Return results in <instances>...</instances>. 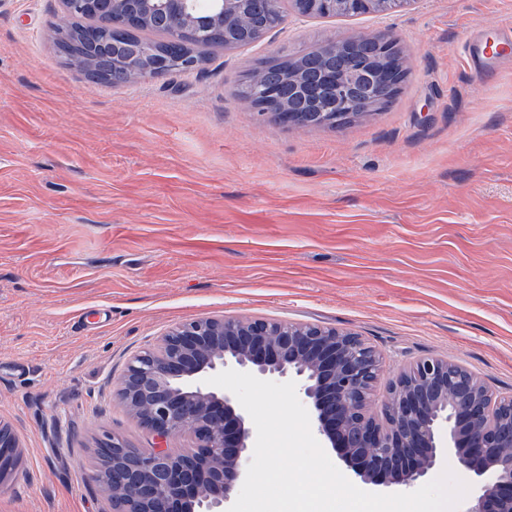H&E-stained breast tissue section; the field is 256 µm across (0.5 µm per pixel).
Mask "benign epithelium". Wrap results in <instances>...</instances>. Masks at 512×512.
I'll use <instances>...</instances> for the list:
<instances>
[{
  "instance_id": "1",
  "label": "benign epithelium",
  "mask_w": 512,
  "mask_h": 512,
  "mask_svg": "<svg viewBox=\"0 0 512 512\" xmlns=\"http://www.w3.org/2000/svg\"><path fill=\"white\" fill-rule=\"evenodd\" d=\"M289 2L300 15L316 5L326 15L413 0H62L64 15L45 37L93 81L165 76L204 64L192 51L173 55L136 39L154 27L181 44L237 39L263 29L265 12ZM399 43L386 34L330 37L315 55L300 53L244 73L254 95L243 103L278 125L334 126L389 104L408 71ZM380 354L355 332L316 324L239 317H202L170 328L134 355L119 398L154 436L133 448L106 434L98 445L105 468L91 479L112 484V512H228L244 482L256 431L237 398L204 380L224 370L275 382L293 381L313 409V426L355 476L410 489L452 452L483 479L467 512H512V394L495 396L477 375L431 356L404 367L379 412ZM189 434L190 453L171 439ZM18 444L0 422V475L15 465Z\"/></svg>"
}]
</instances>
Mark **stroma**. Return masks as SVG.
Instances as JSON below:
<instances>
[{"instance_id":"stroma-1","label":"stroma","mask_w":512,"mask_h":512,"mask_svg":"<svg viewBox=\"0 0 512 512\" xmlns=\"http://www.w3.org/2000/svg\"><path fill=\"white\" fill-rule=\"evenodd\" d=\"M60 0H0V420L19 462L0 512H110L102 432L147 448L117 396L128 360L200 317L315 323L383 357L372 394L442 356L512 393V0L289 16L200 71L95 83L46 30ZM387 34L408 76L336 126L244 107L248 69Z\"/></svg>"}]
</instances>
